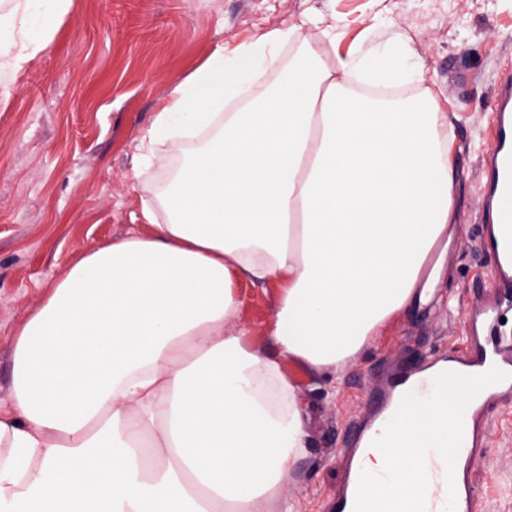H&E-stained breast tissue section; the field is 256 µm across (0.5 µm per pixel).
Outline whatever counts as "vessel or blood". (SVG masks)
Masks as SVG:
<instances>
[{
	"mask_svg": "<svg viewBox=\"0 0 512 512\" xmlns=\"http://www.w3.org/2000/svg\"><path fill=\"white\" fill-rule=\"evenodd\" d=\"M493 152L486 162L484 193L487 207L482 217L481 240L505 283L512 285V75L502 77L494 90ZM508 372L509 378L482 390L467 406L463 416V442L455 467V482L447 484L446 468L436 452H429L425 469L429 484L425 512H445L448 492L456 494V512H473L475 497L466 482V472L478 460L483 444L486 414L499 406L512 404V343L506 340L469 347L417 363L391 368L382 387L370 391L373 413L356 426V444L372 443L394 415L402 396L409 391L429 395L433 378L444 371L480 374L491 367ZM342 460L345 480L328 505V512H353L361 467L354 448Z\"/></svg>",
	"mask_w": 512,
	"mask_h": 512,
	"instance_id": "b4317fda",
	"label": "vessel or blood"
}]
</instances>
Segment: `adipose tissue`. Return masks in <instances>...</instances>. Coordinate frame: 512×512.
Here are the masks:
<instances>
[{
    "instance_id": "1",
    "label": "adipose tissue",
    "mask_w": 512,
    "mask_h": 512,
    "mask_svg": "<svg viewBox=\"0 0 512 512\" xmlns=\"http://www.w3.org/2000/svg\"><path fill=\"white\" fill-rule=\"evenodd\" d=\"M0 11V102L72 0ZM216 48L177 86L150 143L209 130L147 236L74 263L21 326L0 411V512H293L280 484L309 446L288 357L337 372L424 297L456 231L452 136L428 98L378 103L352 79L403 82L400 58L295 57L240 111L273 46ZM276 286L274 349L226 331L243 280Z\"/></svg>"
}]
</instances>
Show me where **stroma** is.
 <instances>
[{"label":"stroma","instance_id":"1","mask_svg":"<svg viewBox=\"0 0 512 512\" xmlns=\"http://www.w3.org/2000/svg\"><path fill=\"white\" fill-rule=\"evenodd\" d=\"M295 27L275 47L281 68L302 48L325 59L398 50L453 127L458 232L431 299L380 329L333 376L284 358L308 412L310 443L283 478L296 512H326L342 481L349 428L371 406L383 364L461 347L463 315L496 280L480 246L483 158L499 77L512 71V0H73L47 49L0 104V409L11 407L17 330L83 254L127 233L148 235L144 202L185 157L146 133L173 89L216 45L234 49ZM277 290L243 282L235 329L274 348ZM476 512H512V408L490 412L483 457L470 475Z\"/></svg>","mask_w":512,"mask_h":512}]
</instances>
